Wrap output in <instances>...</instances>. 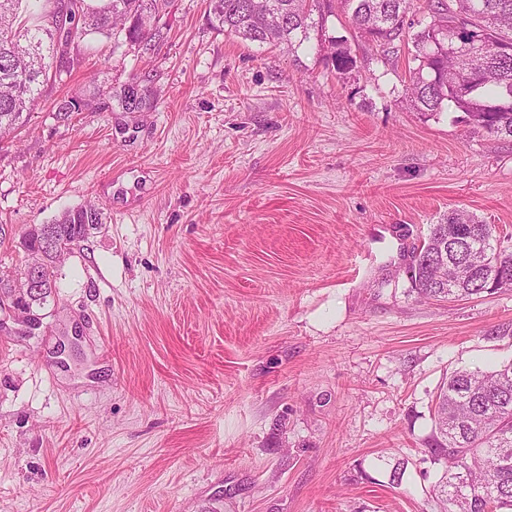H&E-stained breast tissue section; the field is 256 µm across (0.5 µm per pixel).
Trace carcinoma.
I'll return each mask as SVG.
<instances>
[{"instance_id": "obj_1", "label": "carcinoma", "mask_w": 512, "mask_h": 512, "mask_svg": "<svg viewBox=\"0 0 512 512\" xmlns=\"http://www.w3.org/2000/svg\"><path fill=\"white\" fill-rule=\"evenodd\" d=\"M23 0H0V135L27 122L40 87L61 78L52 61L64 58L58 36L75 41L92 33L126 31V40L148 48L160 30L158 0H67L18 24ZM333 0H208L211 23L245 41L288 53L325 36ZM350 27L372 43L381 59L397 61L407 48L406 100L416 112L434 115L450 108L490 136L512 141V0H340ZM423 18H416V13ZM464 40L465 51L439 52L441 43ZM329 60L340 75L357 67L347 41L330 40ZM102 225L93 204L67 210L49 225L57 241L78 246ZM35 224L21 236L26 252L41 248ZM442 237L452 239L448 260L471 257L482 265L465 281L453 266L438 279L433 257ZM495 226L453 210L432 225L408 271L412 291L423 299L466 300L482 293L512 291V248L497 250ZM434 431L428 440L433 460L446 470L437 485L448 512H512V361L492 371L453 372L436 395Z\"/></svg>"}]
</instances>
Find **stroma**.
<instances>
[{
    "instance_id": "1",
    "label": "stroma",
    "mask_w": 512,
    "mask_h": 512,
    "mask_svg": "<svg viewBox=\"0 0 512 512\" xmlns=\"http://www.w3.org/2000/svg\"><path fill=\"white\" fill-rule=\"evenodd\" d=\"M159 26L79 39L0 140V276L30 225L104 214L42 334L0 332V512H440L435 397L512 360V292L423 301L405 267L454 209L512 238V142L412 111L342 17L346 76L329 44L214 29L207 0ZM333 51L328 57L331 65L340 75H346L357 67V56L352 53L351 47L347 46V40H335L336 37H329Z\"/></svg>"
}]
</instances>
